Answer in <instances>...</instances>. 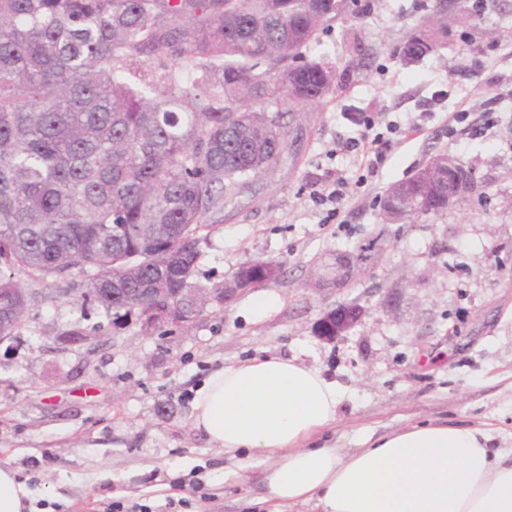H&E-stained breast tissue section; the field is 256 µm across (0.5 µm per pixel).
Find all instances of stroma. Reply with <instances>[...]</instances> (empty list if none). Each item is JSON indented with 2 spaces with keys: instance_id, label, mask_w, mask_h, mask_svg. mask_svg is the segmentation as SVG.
<instances>
[{
  "instance_id": "1",
  "label": "stroma",
  "mask_w": 512,
  "mask_h": 512,
  "mask_svg": "<svg viewBox=\"0 0 512 512\" xmlns=\"http://www.w3.org/2000/svg\"><path fill=\"white\" fill-rule=\"evenodd\" d=\"M372 4L306 51L339 61L344 87L289 120L280 160L205 218L193 287L259 260L280 264L275 279L151 330L84 301L79 275L36 284L18 342L0 347V467L32 488L33 512H248L262 468L213 448L193 402L213 371L266 353L341 386L325 434L341 453L423 422L483 428L512 450V0H456L443 49L412 65L396 50L422 0ZM456 112L471 125L449 129ZM365 116L375 132L398 128L373 174L349 147ZM444 152L471 172L468 191L430 219L383 222L388 186ZM362 175L340 212L346 230L324 223L313 193ZM376 237L381 250L337 287V257ZM347 301L364 307L361 322L322 339L321 318Z\"/></svg>"
}]
</instances>
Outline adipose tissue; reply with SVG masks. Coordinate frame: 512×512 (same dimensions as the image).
<instances>
[{"label":"adipose tissue","mask_w":512,"mask_h":512,"mask_svg":"<svg viewBox=\"0 0 512 512\" xmlns=\"http://www.w3.org/2000/svg\"><path fill=\"white\" fill-rule=\"evenodd\" d=\"M343 392L297 358L255 357L212 372L192 425L209 444L266 468V512L312 502L321 512H512V454L480 429L420 423L352 454L322 444Z\"/></svg>","instance_id":"adipose-tissue-1"}]
</instances>
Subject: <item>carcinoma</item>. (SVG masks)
<instances>
[{
  "label": "carcinoma",
  "instance_id": "cac0c4a2",
  "mask_svg": "<svg viewBox=\"0 0 512 512\" xmlns=\"http://www.w3.org/2000/svg\"><path fill=\"white\" fill-rule=\"evenodd\" d=\"M372 0H0V299L78 273L106 314L190 287L204 218L279 160L284 115L342 87L304 54ZM401 59L448 35L443 0ZM447 209L431 198L407 220ZM121 229H116V225ZM159 261L133 275L123 259ZM112 291V303L98 302ZM26 290V289H24ZM36 292L26 290V301Z\"/></svg>",
  "mask_w": 512,
  "mask_h": 512
}]
</instances>
